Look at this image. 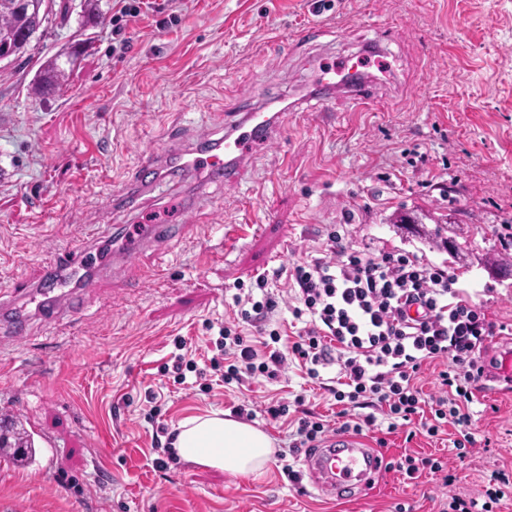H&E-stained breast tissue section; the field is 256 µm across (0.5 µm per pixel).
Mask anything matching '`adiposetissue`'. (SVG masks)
<instances>
[{
  "mask_svg": "<svg viewBox=\"0 0 512 512\" xmlns=\"http://www.w3.org/2000/svg\"><path fill=\"white\" fill-rule=\"evenodd\" d=\"M175 449L184 460L238 475L263 471L274 444L263 430L212 411L180 422Z\"/></svg>",
  "mask_w": 512,
  "mask_h": 512,
  "instance_id": "obj_1",
  "label": "adipose tissue"
}]
</instances>
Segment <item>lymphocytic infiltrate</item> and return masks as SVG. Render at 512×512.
<instances>
[{
  "mask_svg": "<svg viewBox=\"0 0 512 512\" xmlns=\"http://www.w3.org/2000/svg\"><path fill=\"white\" fill-rule=\"evenodd\" d=\"M287 278L288 310L298 325L294 341L283 342L273 326L278 302L261 275L253 289L235 295L236 319L220 328L210 368L225 383L240 384L276 378L294 360L343 405L348 419L338 428L305 410L300 397L268 406L274 420L290 406L304 410L289 435V453L320 447L340 430L374 429L380 420L392 432L420 415L432 437L450 423L463 427L453 446L465 457L475 442L470 406L485 374L481 354L506 324L459 289L447 266L411 252L354 248L337 228L318 257L293 266ZM244 323L258 328V340L244 336ZM445 358L453 366L440 372L438 393H424L415 383L422 364ZM333 364L337 376L324 378L323 369Z\"/></svg>",
  "mask_w": 512,
  "mask_h": 512,
  "instance_id": "1",
  "label": "lymphocytic infiltrate"
}]
</instances>
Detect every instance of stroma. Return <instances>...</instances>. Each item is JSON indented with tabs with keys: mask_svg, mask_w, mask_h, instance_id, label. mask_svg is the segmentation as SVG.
Listing matches in <instances>:
<instances>
[{
	"mask_svg": "<svg viewBox=\"0 0 512 512\" xmlns=\"http://www.w3.org/2000/svg\"><path fill=\"white\" fill-rule=\"evenodd\" d=\"M67 5L0 68V168L9 173L0 180V286L33 279L48 253L72 246L104 262L133 226L179 224L186 204L204 206L189 235L140 254L154 273L144 286L125 287L128 270L116 265L76 326L30 320L29 341L0 353L9 399L0 417L54 442L25 467L0 453V512H393L399 502L439 512L438 473L409 482L386 469L336 498L289 481L296 457L232 476L180 458L157 465L152 438L247 402L279 450L286 427L263 409L298 395L336 420L339 405L295 363L241 386L214 373L177 385L165 372L178 354L206 367L212 339L234 317L237 283L309 259L334 224L359 247L448 266L458 288L512 323V273L483 261L503 249L498 226L512 224V0H153L119 29L122 0H102L94 22L80 0ZM371 42L390 63L372 85L377 107L323 108L313 91L319 62L356 61ZM71 46L79 57L63 88L34 94L41 63ZM420 86L424 107L414 100ZM244 97L281 121L280 142L258 152L248 179L228 189L172 170L130 217L108 206L140 148H187L204 126L223 135ZM224 224L261 231L228 251ZM437 224L468 243L465 263L430 244ZM511 342L494 337L482 355L476 444L465 458L452 447L454 426L435 438L416 422L391 434L366 429V447L382 437L388 460L441 456L457 476L454 493H483L494 470L512 469V381L495 376Z\"/></svg>",
	"mask_w": 512,
	"mask_h": 512,
	"instance_id": "stroma-1",
	"label": "stroma"
}]
</instances>
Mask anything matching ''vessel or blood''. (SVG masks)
Returning a JSON list of instances; mask_svg holds the SVG:
<instances>
[{"mask_svg":"<svg viewBox=\"0 0 512 512\" xmlns=\"http://www.w3.org/2000/svg\"><path fill=\"white\" fill-rule=\"evenodd\" d=\"M370 88L358 65L336 67L334 78L323 80L319 97L323 105L339 99L349 100L357 106L370 104ZM280 130L276 115L266 113L262 104L248 102L238 117L225 130L223 140L213 139L209 129H201L198 145L189 149L186 165L189 169L205 172L206 175L234 187L241 183L253 167L259 148L272 142ZM165 162L156 147L143 150L136 173L131 182L114 194L113 206L138 199L149 194L157 183ZM172 235L167 227L149 229L126 244L118 259L131 267L141 250L167 247ZM101 278L90 279L84 292H71L64 300H56L51 289L45 288L41 280L23 283L0 290V350L5 346L24 341L27 335L19 322L7 319L6 311H23L34 307L36 314L51 325L60 322L75 323L83 312L84 293H93L100 288ZM304 464L313 488L321 492L343 496L369 484L381 472L382 463L378 455L364 447L359 437L340 434L327 439L320 448L309 454Z\"/></svg>","mask_w":512,"mask_h":512,"instance_id":"1","label":"vessel or blood"}]
</instances>
